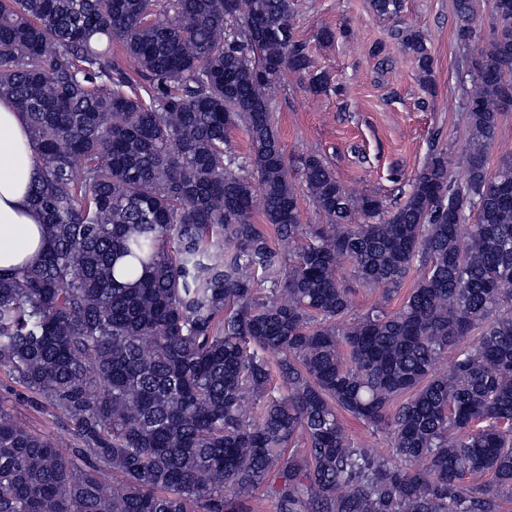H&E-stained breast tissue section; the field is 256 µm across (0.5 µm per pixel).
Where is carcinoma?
<instances>
[{"instance_id":"cac0c4a2","label":"carcinoma","mask_w":512,"mask_h":512,"mask_svg":"<svg viewBox=\"0 0 512 512\" xmlns=\"http://www.w3.org/2000/svg\"><path fill=\"white\" fill-rule=\"evenodd\" d=\"M371 7L390 18L401 0ZM293 13L0 0V98L27 120L49 239L0 273V371L77 438L0 410V512H250L271 477L277 512H501L512 496V157L488 165L512 110V0H494L481 44L475 0H455L462 176L435 151L391 210L284 152L271 101L284 70L310 69ZM396 36L431 87L424 35ZM240 127L244 157L225 148ZM294 170L326 223H300ZM342 263L383 293L348 325ZM340 411L389 449L351 442Z\"/></svg>"}]
</instances>
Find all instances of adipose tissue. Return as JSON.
Instances as JSON below:
<instances>
[{
    "mask_svg": "<svg viewBox=\"0 0 512 512\" xmlns=\"http://www.w3.org/2000/svg\"><path fill=\"white\" fill-rule=\"evenodd\" d=\"M39 177L25 118L0 99V272L36 261L47 247V232L30 202Z\"/></svg>",
    "mask_w": 512,
    "mask_h": 512,
    "instance_id": "1",
    "label": "adipose tissue"
}]
</instances>
